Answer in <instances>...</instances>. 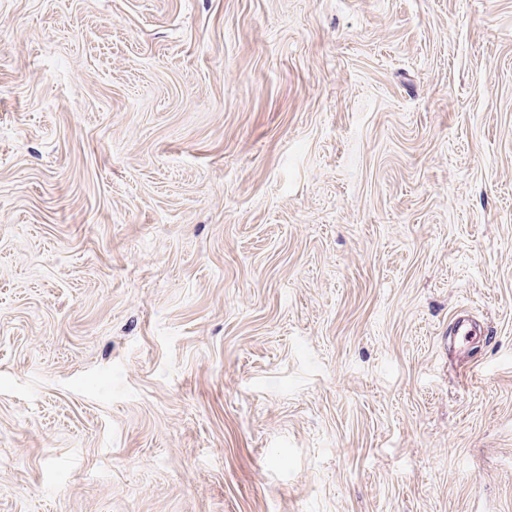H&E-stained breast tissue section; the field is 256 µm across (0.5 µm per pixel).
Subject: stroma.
Returning a JSON list of instances; mask_svg holds the SVG:
<instances>
[{
  "instance_id": "1",
  "label": "stroma",
  "mask_w": 512,
  "mask_h": 512,
  "mask_svg": "<svg viewBox=\"0 0 512 512\" xmlns=\"http://www.w3.org/2000/svg\"><path fill=\"white\" fill-rule=\"evenodd\" d=\"M0 512H512V0H0ZM450 325L454 351L465 353L478 336L473 320L465 312H461L452 319Z\"/></svg>"
}]
</instances>
